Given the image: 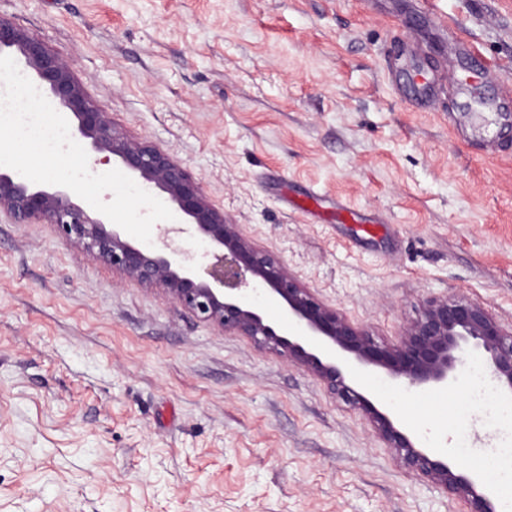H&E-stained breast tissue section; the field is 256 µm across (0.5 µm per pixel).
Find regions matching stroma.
Here are the masks:
<instances>
[{
  "label": "stroma",
  "instance_id": "stroma-1",
  "mask_svg": "<svg viewBox=\"0 0 512 512\" xmlns=\"http://www.w3.org/2000/svg\"><path fill=\"white\" fill-rule=\"evenodd\" d=\"M431 2L512 74V0ZM0 16L377 342L433 297L512 326V131L478 146L447 97L408 105L419 63L394 45L420 28L429 59L454 45L417 0H0ZM340 200L354 218L334 219ZM357 388L499 493L482 455L512 416L374 368ZM466 510L301 367L0 215V512Z\"/></svg>",
  "mask_w": 512,
  "mask_h": 512
}]
</instances>
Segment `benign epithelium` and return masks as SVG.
Segmentation results:
<instances>
[{
	"instance_id": "7a95c632",
	"label": "benign epithelium",
	"mask_w": 512,
	"mask_h": 512,
	"mask_svg": "<svg viewBox=\"0 0 512 512\" xmlns=\"http://www.w3.org/2000/svg\"><path fill=\"white\" fill-rule=\"evenodd\" d=\"M16 52L32 82L55 101L70 122L73 140L87 146L96 164L117 158L148 188L167 195L185 216L172 229L206 241L207 265L168 235L142 249L91 213L63 186H40L0 171V213L18 224H54L61 237L84 246L146 287H158L182 308L226 332L252 339L317 378L330 393L364 414L401 465L465 500L467 512H497L476 479L434 451L419 448L402 427L352 384L360 367L382 369L411 390L458 381L466 359L480 353L490 378L512 392V330L480 304L431 298L420 316L390 344L320 302L273 253L245 238L238 225L207 199L200 184L170 154L118 128L73 76L70 65L40 39L0 17V54Z\"/></svg>"
}]
</instances>
